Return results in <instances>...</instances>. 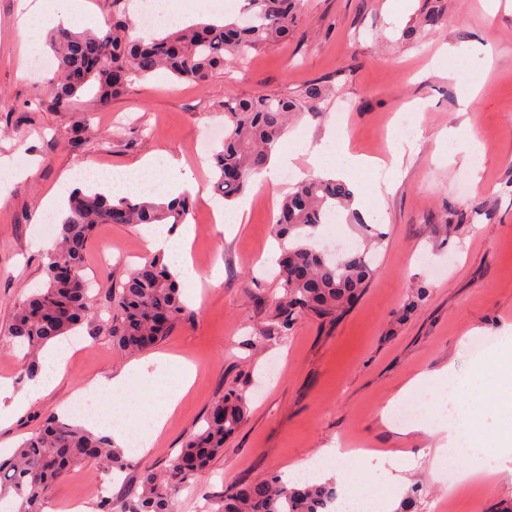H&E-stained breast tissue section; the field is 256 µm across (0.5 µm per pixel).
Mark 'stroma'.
Here are the masks:
<instances>
[{"label": "stroma", "instance_id": "stroma-1", "mask_svg": "<svg viewBox=\"0 0 512 512\" xmlns=\"http://www.w3.org/2000/svg\"><path fill=\"white\" fill-rule=\"evenodd\" d=\"M299 35L252 49L245 61L213 74L204 85L160 72L133 80L108 104L83 94L64 111L43 106L51 72L38 71L35 57L51 56L49 30L39 14L45 0H0V328L28 289L45 279L40 234L44 214L64 215L62 204L85 166H127L153 156L159 174L175 160L194 171L198 190L187 217L194 226L191 256L220 265L218 287L203 286L193 323L155 345L197 367L195 382L145 456H133L131 472L164 469L213 402L228 390L246 400L245 422L224 443V452L177 497L178 512H200L206 496L229 486L287 475L325 448L350 443L379 452L420 454L446 444L442 413L446 384L407 390L421 373L450 367L465 384L457 405L473 404L484 415L490 449L449 451L448 466L481 486L473 497L449 499L433 457L394 480L389 467L362 464L359 481L385 491L398 508L408 491L417 493V512L443 503L452 512H500L512 504V452L501 446L500 426L508 410L495 381L512 355V0L488 13L481 0H441L447 24L416 42L403 29L426 10L428 0H306ZM56 14L71 15L72 27L87 18L129 19L142 0H86L72 14L69 0H55ZM197 0H168V12L191 22H222L243 16V0H215L203 14ZM32 32L21 39L20 18ZM312 81H328L335 95L316 115H304L281 138L278 152L293 151V171H317L299 142L319 141L327 131L345 136L351 150L379 157L391 113L422 103L415 122L423 130L413 153L405 154L385 212L373 220L384 235L374 252L375 274L341 320L297 322L288 335L270 326L271 301L279 294L276 265L263 261L275 244L273 224L288 181L252 180L241 201L216 195L207 129L223 122L224 102L255 94H290ZM480 94L468 111L460 97L471 84ZM89 122L78 146L69 139L75 125ZM466 127L483 148L466 164L440 137ZM35 174H26V167ZM247 202L239 225L221 231L206 221L210 210L231 211ZM459 216L447 234L436 233L444 209ZM148 250L140 227L99 225L88 248L90 273L101 276L94 307L106 310L107 287L123 280ZM427 284L429 296L410 317L401 310L411 288ZM97 323L84 325L59 383L23 413L0 425V442L17 445L44 417L72 402L84 380L117 374L131 362L98 336ZM496 339L498 348L481 360L472 340ZM282 369L267 379L272 361ZM416 406L432 430L409 431L381 418L398 395ZM100 467H74L51 489L45 512H66L71 504L91 509L96 485L108 484Z\"/></svg>", "mask_w": 512, "mask_h": 512}]
</instances>
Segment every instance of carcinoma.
<instances>
[{
  "mask_svg": "<svg viewBox=\"0 0 512 512\" xmlns=\"http://www.w3.org/2000/svg\"><path fill=\"white\" fill-rule=\"evenodd\" d=\"M303 9L304 0H247L245 24L192 25L135 38L128 23L118 19L100 32L61 26L50 38L56 71L47 106L66 110L89 90L106 104L132 79H145L159 70L204 84L224 66L238 63L248 50L296 36ZM446 21L442 8L433 7L405 36L417 39ZM331 91V84L318 81L293 96L260 94L224 101V141L213 157L220 196L230 201L242 194L250 179L267 167L288 119L319 112ZM353 197L345 181L316 177L299 182L283 198L275 233L281 240H295L278 261L283 295L273 300L271 320L282 335L303 318L322 324L337 321L373 277L368 253L331 258L307 242L311 234H303L324 223L328 210H350ZM189 205L186 194L166 204L131 197L114 202L100 192L80 189L70 194L68 214L57 225L51 246L42 252L46 280L14 303L3 333L8 345L26 350L24 379L37 382L42 374L39 354L49 343L98 316L85 264L97 225L181 224ZM109 298L111 314L102 335L125 354L150 349L196 317L161 255L146 259L112 285ZM245 413L242 396L228 392L211 405L165 470L138 473L117 495H102L96 512H175L180 489L196 481L224 452V440L242 425ZM89 461L114 473L130 466L124 451L108 438L49 415L10 457L0 459V504H8L9 512H43L51 487L71 467ZM336 495L333 482L297 484L275 476L235 487L215 500L208 512H325L326 503Z\"/></svg>",
  "mask_w": 512,
  "mask_h": 512,
  "instance_id": "carcinoma-1",
  "label": "carcinoma"
}]
</instances>
